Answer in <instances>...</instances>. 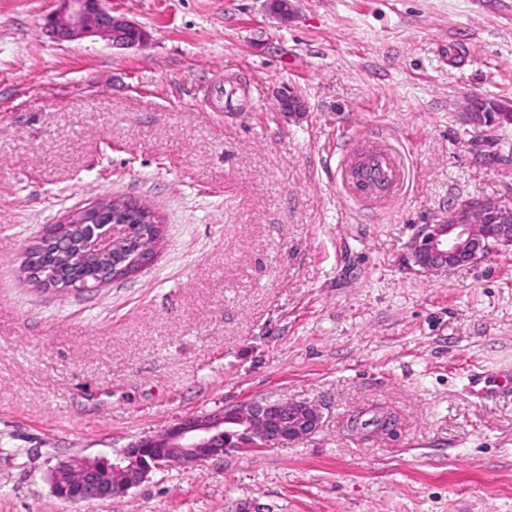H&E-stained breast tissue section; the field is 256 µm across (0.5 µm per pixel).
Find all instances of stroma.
<instances>
[{"mask_svg": "<svg viewBox=\"0 0 512 512\" xmlns=\"http://www.w3.org/2000/svg\"><path fill=\"white\" fill-rule=\"evenodd\" d=\"M58 0H0V512H512V248L425 273L409 244L465 202L512 209V0H111L142 45L57 42ZM305 111H281L283 92ZM386 136L406 187L343 195L344 135ZM500 154L491 165L475 140ZM151 205L147 268L55 293L27 244L79 205ZM489 375L486 398L468 391ZM315 405L319 429L170 464L65 503L61 461H102L189 416ZM384 408L386 436L348 429ZM497 115L491 114V112H485L484 109L478 106L476 99H472L466 106V112H464L466 121L476 127H486L494 124H500L512 114V104L508 101H502ZM509 112H511L509 114ZM512 117V115H511Z\"/></svg>", "mask_w": 512, "mask_h": 512, "instance_id": "stroma-1", "label": "stroma"}]
</instances>
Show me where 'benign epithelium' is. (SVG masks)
Masks as SVG:
<instances>
[{
    "label": "benign epithelium",
    "instance_id": "1",
    "mask_svg": "<svg viewBox=\"0 0 512 512\" xmlns=\"http://www.w3.org/2000/svg\"><path fill=\"white\" fill-rule=\"evenodd\" d=\"M59 9L44 18V29L57 41L100 36L117 48H132L145 41L137 25L112 15L108 0H60ZM512 112L501 102L493 115L472 99L464 112L476 127L500 124ZM106 215L94 230L95 274L91 283H66L65 290L101 288L142 271L154 256L162 236L160 222L133 201L99 199L68 211L55 225L57 251H66L67 237L60 228L87 224ZM494 217L490 222L487 217ZM499 246H512V210L483 201L454 208L439 224H427L411 241L416 266L425 272L450 271L484 258ZM321 423L316 406L288 400L255 403L240 409L190 416L176 425L130 444L105 463L73 458L51 473L55 496L64 503L106 500L140 486L149 473L178 463L194 465L224 455L226 448H260L267 443L295 440L314 433Z\"/></svg>",
    "mask_w": 512,
    "mask_h": 512
}]
</instances>
